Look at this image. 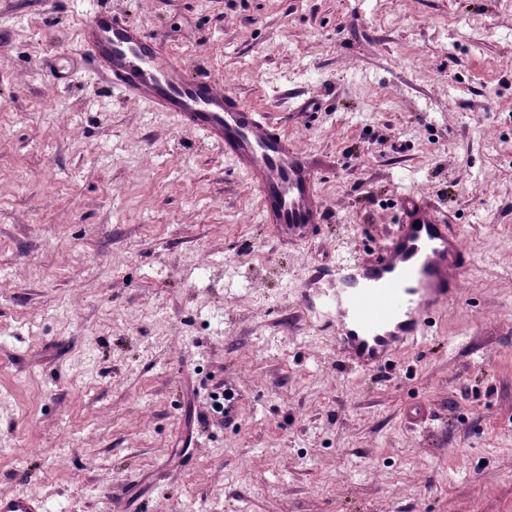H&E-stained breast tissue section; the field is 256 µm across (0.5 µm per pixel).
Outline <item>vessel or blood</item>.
Listing matches in <instances>:
<instances>
[{"mask_svg":"<svg viewBox=\"0 0 512 512\" xmlns=\"http://www.w3.org/2000/svg\"><path fill=\"white\" fill-rule=\"evenodd\" d=\"M78 59L60 57L48 75L67 84L81 72L102 77L124 99L173 115L244 173L257 191L263 223L286 240L311 238L329 217L310 154L285 129L224 89L208 73H188L162 40L122 12L97 7L79 28ZM394 233L364 256L344 258L303 292L324 311L341 357L365 371L384 369L428 334L429 319L458 297L471 251L446 217L421 195H404ZM0 512H47L22 492L0 495Z\"/></svg>","mask_w":512,"mask_h":512,"instance_id":"b4317fda","label":"vessel or blood"}]
</instances>
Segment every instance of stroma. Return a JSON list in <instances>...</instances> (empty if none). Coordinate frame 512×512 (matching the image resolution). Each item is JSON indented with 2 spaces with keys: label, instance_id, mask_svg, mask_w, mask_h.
<instances>
[{
  "label": "stroma",
  "instance_id": "1",
  "mask_svg": "<svg viewBox=\"0 0 512 512\" xmlns=\"http://www.w3.org/2000/svg\"><path fill=\"white\" fill-rule=\"evenodd\" d=\"M281 122L330 214L262 224L234 163L94 74L90 0H0V493L51 512H512V0H109ZM427 196L474 262L382 371L307 284ZM232 386L240 416L209 410ZM427 416L413 419L415 407Z\"/></svg>",
  "mask_w": 512,
  "mask_h": 512
}]
</instances>
